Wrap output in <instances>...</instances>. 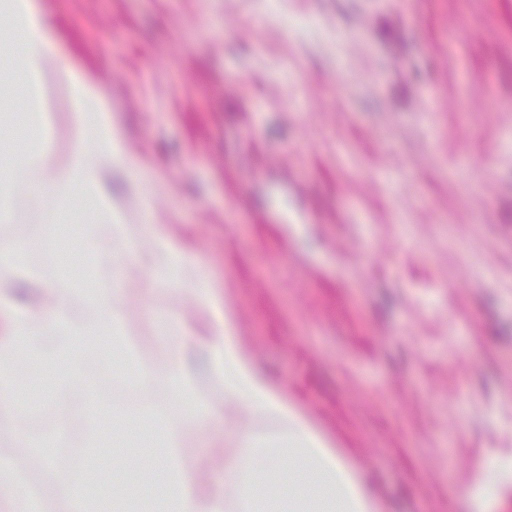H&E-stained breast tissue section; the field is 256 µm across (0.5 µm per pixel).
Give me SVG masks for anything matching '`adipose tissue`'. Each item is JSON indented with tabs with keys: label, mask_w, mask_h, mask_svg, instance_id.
I'll list each match as a JSON object with an SVG mask.
<instances>
[{
	"label": "adipose tissue",
	"mask_w": 512,
	"mask_h": 512,
	"mask_svg": "<svg viewBox=\"0 0 512 512\" xmlns=\"http://www.w3.org/2000/svg\"><path fill=\"white\" fill-rule=\"evenodd\" d=\"M0 14L11 27L0 29V63L17 62L29 90V105L39 106V85L58 49L51 40L46 18L36 0H0ZM70 92L79 139L63 162L40 171V158L15 160L7 186L0 188V223H10L15 201L24 194L52 191L62 205L94 201L101 220L84 225L81 242L92 256L125 244L137 251L127 225L107 189L113 164L131 163V150L121 137L110 112L102 110L99 88L78 73H70ZM183 291L193 294L210 316L207 341L212 372L224 383V406L219 425L235 424L232 443L224 450V487L227 497L205 495L194 474L185 472L179 459V436L168 427L160 436L166 447L165 462L153 473L148 490L149 512H383L368 480L354 462L335 448L252 359L234 334L229 311L223 310L212 287L189 280ZM49 300L40 307L10 310L12 339L0 342V397L14 400L17 416L27 406L15 400L18 373L17 346H24L32 364L63 361L66 369L57 380L60 393L71 396L86 387L83 361L88 343L105 331L102 322L78 321L70 314V291L56 284L44 287ZM115 366L124 369L128 384L147 392L169 381L183 396L189 419H199L189 378L176 370L162 373L137 363L132 347L117 353ZM273 420L280 430L261 434L257 421Z\"/></svg>",
	"instance_id": "obj_1"
}]
</instances>
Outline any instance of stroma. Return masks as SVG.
I'll return each mask as SVG.
<instances>
[{"label":"stroma","mask_w":512,"mask_h":512,"mask_svg":"<svg viewBox=\"0 0 512 512\" xmlns=\"http://www.w3.org/2000/svg\"><path fill=\"white\" fill-rule=\"evenodd\" d=\"M61 51L42 83L45 164L77 139L65 69L96 83L135 169L111 172L135 229L166 225L183 274L227 298L236 336L373 481L386 512H467L491 457L512 463V0H39ZM43 193L18 200L0 240L19 251L13 283L93 267L121 291L141 362L179 359L201 407L220 406L208 317L188 293L129 270L121 252L54 254ZM99 416H60L47 382L18 394L39 415L0 414V458L18 437L43 512H72L66 473L39 446L77 439L103 479L124 454L112 421L158 411L180 436L185 470L211 468L231 428L185 418L166 386L113 377Z\"/></svg>","instance_id":"35a3bbf8"}]
</instances>
